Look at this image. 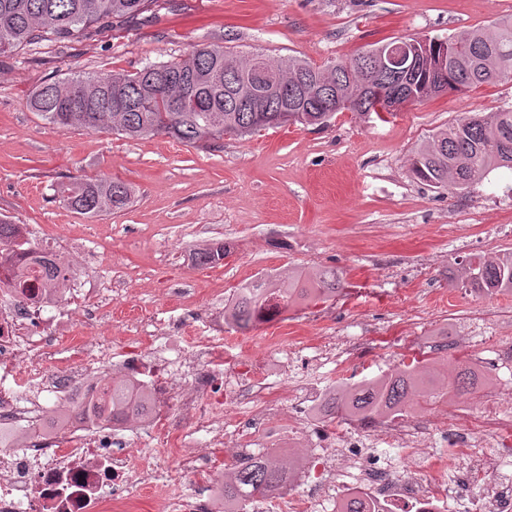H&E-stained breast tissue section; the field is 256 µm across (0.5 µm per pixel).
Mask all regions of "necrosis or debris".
<instances>
[{
    "label": "necrosis or debris",
    "mask_w": 512,
    "mask_h": 512,
    "mask_svg": "<svg viewBox=\"0 0 512 512\" xmlns=\"http://www.w3.org/2000/svg\"><path fill=\"white\" fill-rule=\"evenodd\" d=\"M31 246L58 259L67 277L64 287L27 299L13 289H0V429L25 427L21 445L0 446V512H142L148 489L161 491L160 512H221L220 484H203L188 494L162 488L158 466L139 463L137 449L120 441L125 425L78 417L48 428L58 403L78 391L111 386V374H96L94 367L113 324L95 295L75 286L88 265L85 250L69 247L62 231L52 242L35 240ZM78 326L83 333L70 344L75 359L64 362L63 330ZM154 341L148 335L139 346L123 345L120 367L125 380L149 389L162 404L171 399L175 368L149 359L145 348ZM188 360L192 391L182 398L183 426L171 460L179 477L209 467L192 449L194 441L238 449L258 436L284 461L293 438L311 427L327 450L307 461L306 490L265 494L262 512H321L326 501L339 510L352 497L372 500L376 512H447V457L410 462L409 475L402 478L391 467L373 465L363 450L373 434L394 448H428L442 434L455 456L468 463L458 492L474 512H486L481 507L486 500L491 503L487 512H512V483L481 486L496 463L512 457V413L503 411L499 400L485 401L475 413L459 409L419 418H370L362 431L345 433L321 420L309 425L310 410L323 405L326 394L317 383L305 382L304 371L289 367L268 387L256 413L228 424L224 413L238 404L240 377L263 382L264 359L243 363L228 358L223 338L208 337L197 341ZM278 421L287 422V431L271 430Z\"/></svg>",
    "instance_id": "necrosis-or-debris-1"
}]
</instances>
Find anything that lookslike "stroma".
<instances>
[{"mask_svg":"<svg viewBox=\"0 0 512 512\" xmlns=\"http://www.w3.org/2000/svg\"><path fill=\"white\" fill-rule=\"evenodd\" d=\"M509 16L512 0H168L146 22L0 54V216L42 226L49 236L55 225H68L78 246L101 257L79 283L110 290L116 319L187 315L195 335L227 336L232 355L299 328L311 336H369L359 364H328L318 372L321 383L369 379L405 356L437 354L452 367L482 358L500 379L490 396L510 391L512 296L449 291L448 272L472 254L512 251V172H492L451 194L420 183L409 159L461 115L512 106V80L447 92L383 121L340 112L323 126L228 135L211 148L61 129L28 106L42 83L135 72L197 44L323 65L377 43L489 29ZM82 176L125 181L133 206L92 218L73 213L59 189ZM215 240L228 256L188 269L191 250ZM296 267L336 269L343 288L247 331L221 326L240 284ZM446 323L450 338H431Z\"/></svg>","mask_w":512,"mask_h":512,"instance_id":"35a3bbf8","label":"stroma"}]
</instances>
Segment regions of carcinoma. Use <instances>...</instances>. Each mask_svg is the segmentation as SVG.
Listing matches in <instances>:
<instances>
[{
    "mask_svg": "<svg viewBox=\"0 0 512 512\" xmlns=\"http://www.w3.org/2000/svg\"><path fill=\"white\" fill-rule=\"evenodd\" d=\"M161 7L159 0H0V54L53 38L92 37L106 27L141 20ZM421 55L411 93L416 100L448 91H461L512 75V19L491 30L470 29L446 39L418 38ZM381 44L350 61L316 65L290 57L273 61L263 54L241 60L224 46H197L183 58L151 64L134 73L114 72L100 77L77 75L44 83L30 94L29 107L60 128H92L127 139L167 136L186 145L214 143L224 136H247L282 125L278 110L288 105L302 110L294 123L323 125L335 113L315 112V102L332 90L352 100L351 111L383 118L387 111L392 74L379 54ZM411 172L421 183L450 193L467 190L498 169L512 170V107L487 114H466L436 131L410 159ZM61 198L78 215L124 210L134 202L132 187L112 178L81 177L62 187ZM21 227L0 220V252L16 244ZM227 254L222 242L193 252L200 266L218 264ZM0 287L28 291L51 288L60 277L57 266L39 251L6 267ZM340 277L323 270L304 277L295 270L286 277L266 275L238 288L229 308L228 323L241 330L253 327L263 315L329 298ZM451 291L472 290L489 296L512 295V251L493 257L472 255L463 272L448 275ZM494 385L482 366L472 364L455 376L440 378L439 360L400 361L360 384L330 389L324 405L329 417L349 421L388 417L421 409L448 398L473 394ZM103 411L115 421L133 415L150 417L153 403L144 390L124 383L63 406L62 425L71 415ZM290 487L288 474L265 454L249 456L224 481V512L257 494Z\"/></svg>",
    "mask_w": 512,
    "mask_h": 512,
    "instance_id": "carcinoma-1",
    "label": "carcinoma"
}]
</instances>
